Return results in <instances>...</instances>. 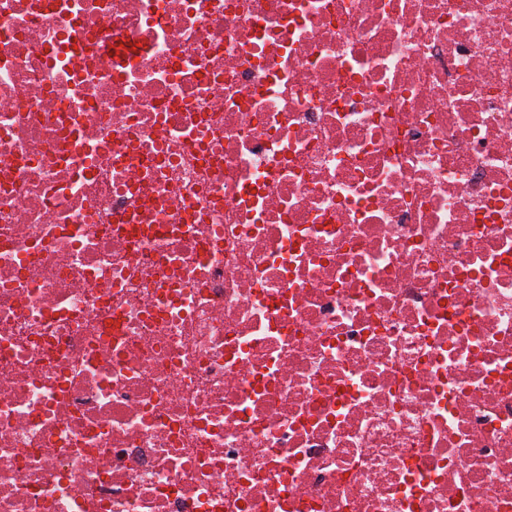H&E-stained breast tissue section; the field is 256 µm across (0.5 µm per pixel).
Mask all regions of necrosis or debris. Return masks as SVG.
<instances>
[{
  "mask_svg": "<svg viewBox=\"0 0 512 512\" xmlns=\"http://www.w3.org/2000/svg\"><path fill=\"white\" fill-rule=\"evenodd\" d=\"M0 512H512V0H0Z\"/></svg>",
  "mask_w": 512,
  "mask_h": 512,
  "instance_id": "1",
  "label": "necrosis or debris"
}]
</instances>
